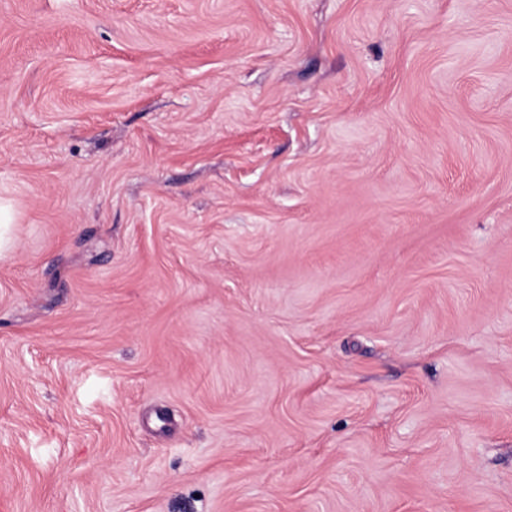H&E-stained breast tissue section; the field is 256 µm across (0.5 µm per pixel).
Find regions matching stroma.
<instances>
[{
    "label": "stroma",
    "mask_w": 512,
    "mask_h": 512,
    "mask_svg": "<svg viewBox=\"0 0 512 512\" xmlns=\"http://www.w3.org/2000/svg\"><path fill=\"white\" fill-rule=\"evenodd\" d=\"M0 512H512V0H0Z\"/></svg>",
    "instance_id": "stroma-1"
}]
</instances>
